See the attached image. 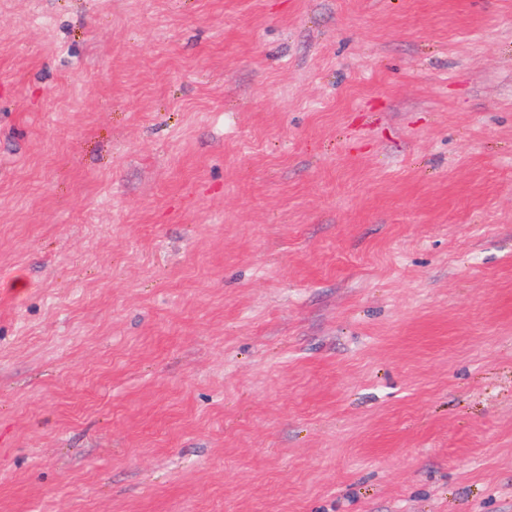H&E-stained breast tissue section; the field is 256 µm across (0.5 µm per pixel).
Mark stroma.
Listing matches in <instances>:
<instances>
[{
  "mask_svg": "<svg viewBox=\"0 0 512 512\" xmlns=\"http://www.w3.org/2000/svg\"><path fill=\"white\" fill-rule=\"evenodd\" d=\"M0 512H512V0H0Z\"/></svg>",
  "mask_w": 512,
  "mask_h": 512,
  "instance_id": "35a3bbf8",
  "label": "stroma"
}]
</instances>
